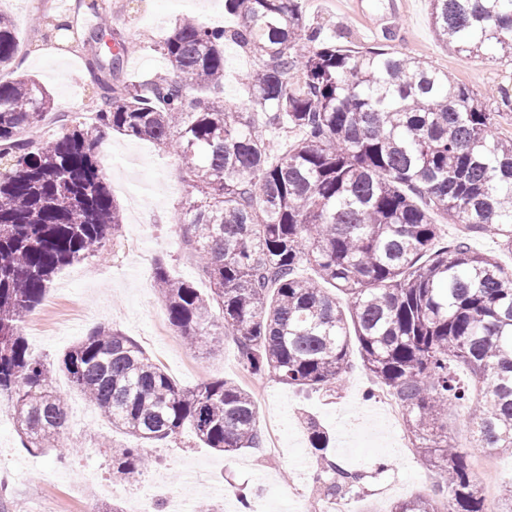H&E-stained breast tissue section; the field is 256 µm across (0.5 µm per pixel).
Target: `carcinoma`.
I'll list each match as a JSON object with an SVG mask.
<instances>
[{
    "mask_svg": "<svg viewBox=\"0 0 512 512\" xmlns=\"http://www.w3.org/2000/svg\"><path fill=\"white\" fill-rule=\"evenodd\" d=\"M434 31L466 58L512 64V0H429ZM232 28L183 19L154 51L173 77L101 80L91 124L32 148L23 134L52 111L34 76L0 79V397L24 447L59 446L68 399L57 373L112 427L146 444L189 424L208 448L233 453L262 440L252 394L228 379L176 384L131 337L108 326L36 359L24 326L62 268L101 251L122 227L96 141L104 129L171 151L192 188L178 228L208 288L157 257L151 279L170 327L188 345L237 344L242 368L301 390L329 391L363 365L404 409L416 448L441 478L437 498L392 512H485L448 437V408L468 404L476 447L512 451V271L471 250L489 235L512 254V137L448 72L385 44L351 51L306 20L303 0H224ZM17 21L0 14V68L16 57ZM118 52L90 68L115 75L135 42L108 27ZM255 61L246 100L217 105L224 43ZM464 225L442 237L435 216ZM345 296L342 308L338 295ZM482 384L469 399L451 364ZM327 499L363 475L328 457L329 434L304 420ZM148 461L139 445L112 448L121 483Z\"/></svg>",
    "mask_w": 512,
    "mask_h": 512,
    "instance_id": "cac0c4a2",
    "label": "carcinoma"
}]
</instances>
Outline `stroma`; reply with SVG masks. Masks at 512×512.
Returning a JSON list of instances; mask_svg holds the SVG:
<instances>
[{
	"instance_id": "35a3bbf8",
	"label": "stroma",
	"mask_w": 512,
	"mask_h": 512,
	"mask_svg": "<svg viewBox=\"0 0 512 512\" xmlns=\"http://www.w3.org/2000/svg\"><path fill=\"white\" fill-rule=\"evenodd\" d=\"M104 5L126 32L150 28L158 38L186 15L218 26L236 23L225 15L224 0H105ZM304 8L307 20L327 25L350 50L382 42L384 32H391V48L448 70L495 111V131L512 133V111L500 106L502 90L512 91V64L482 54L464 59L442 46L429 20L428 0H305ZM0 13L18 19L19 41L28 47L0 76L37 77L51 92L56 111L95 112L99 88L88 69L90 46L71 41L65 31L42 36L27 23L32 15L67 14L75 29L89 32L75 0H0ZM251 67V59L240 48L225 46V103L244 100L243 79ZM166 72L151 43L140 41L116 79L147 82ZM96 152L122 209L119 239L137 240L138 248L120 260L107 249L60 270L50 287L55 306L37 312L46 331L31 325L25 330L31 353L53 362L94 326L119 329L179 386L226 378L247 387L260 423L270 424L280 447L270 458L252 448L225 455L198 443L186 428L177 439L147 445V466L116 487L110 446L128 443L129 438L101 416L82 422L79 408L84 400L61 374L57 386L73 406L71 426L63 438L72 449L66 463H57L55 450L36 453L23 448L11 411L0 412V498L7 500L10 512H84L88 506L108 508L115 503L127 512L137 496L146 494L181 502L183 512H196L205 503L217 512H238L243 495L250 501V512H299L302 502L317 493V463L300 424L304 414L318 419L328 432L329 456L364 476L358 493L347 499L350 512H390L399 501L433 497L438 475L410 444L404 421L387 419L375 397L380 386L358 351H351L349 370L333 391L301 392L268 376L248 375L233 340H226L221 352L208 354L186 344L167 326L150 279L156 257L167 255L174 274L195 281L198 288L206 286L176 227L190 189L174 157L149 141L109 130L99 139ZM195 468L209 471L212 488L189 485Z\"/></svg>"
}]
</instances>
